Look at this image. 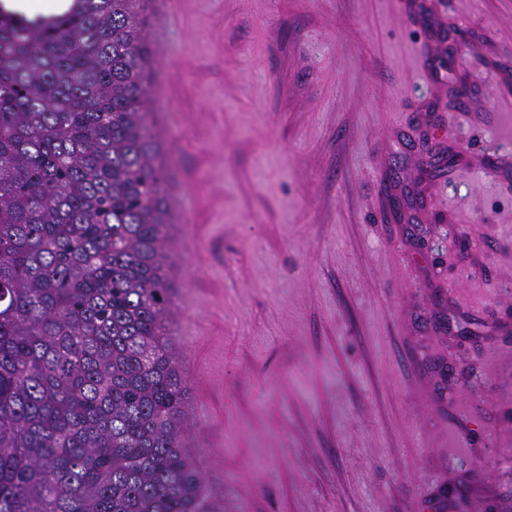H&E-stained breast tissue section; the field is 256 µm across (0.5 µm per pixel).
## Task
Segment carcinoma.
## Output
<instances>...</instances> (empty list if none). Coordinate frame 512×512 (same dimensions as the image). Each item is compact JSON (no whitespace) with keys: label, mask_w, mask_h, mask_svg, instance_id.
<instances>
[{"label":"carcinoma","mask_w":512,"mask_h":512,"mask_svg":"<svg viewBox=\"0 0 512 512\" xmlns=\"http://www.w3.org/2000/svg\"><path fill=\"white\" fill-rule=\"evenodd\" d=\"M144 3L0 11V512H219L185 445Z\"/></svg>","instance_id":"carcinoma-1"}]
</instances>
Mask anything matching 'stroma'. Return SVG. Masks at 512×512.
Listing matches in <instances>:
<instances>
[{"label":"stroma","mask_w":512,"mask_h":512,"mask_svg":"<svg viewBox=\"0 0 512 512\" xmlns=\"http://www.w3.org/2000/svg\"><path fill=\"white\" fill-rule=\"evenodd\" d=\"M145 14L185 444L224 512H512V0Z\"/></svg>","instance_id":"stroma-1"}]
</instances>
